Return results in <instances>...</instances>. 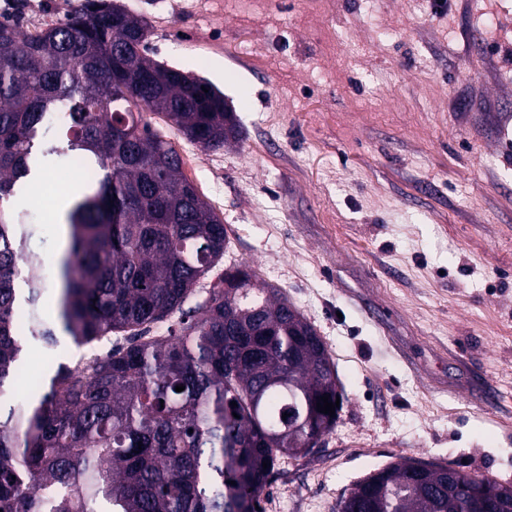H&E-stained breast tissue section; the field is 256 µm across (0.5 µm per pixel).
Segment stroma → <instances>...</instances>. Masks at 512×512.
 Segmentation results:
<instances>
[{"label":"stroma","instance_id":"1","mask_svg":"<svg viewBox=\"0 0 512 512\" xmlns=\"http://www.w3.org/2000/svg\"><path fill=\"white\" fill-rule=\"evenodd\" d=\"M149 55L221 91L238 143L151 116L249 264L316 328L344 390L262 512H336L403 457L512 485V0H122ZM27 29L84 0H0ZM45 256L62 218L26 200ZM487 398L483 409L474 402Z\"/></svg>","mask_w":512,"mask_h":512}]
</instances>
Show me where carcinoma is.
<instances>
[{
    "label": "carcinoma",
    "instance_id": "carcinoma-1",
    "mask_svg": "<svg viewBox=\"0 0 512 512\" xmlns=\"http://www.w3.org/2000/svg\"><path fill=\"white\" fill-rule=\"evenodd\" d=\"M149 36L111 0L33 33L0 22V399L32 347L57 348L61 334L112 344L50 366L0 417V512H261L276 465L300 457L290 449L336 427L316 403L342 389L306 317L246 264L202 285L227 229L146 115L207 151L237 142L239 125L210 84L153 61ZM51 112L67 123L61 140L42 142ZM70 156L99 172H79L64 215L48 322L44 260L25 249L34 228L16 203ZM198 293L205 300L184 308ZM175 314L167 335H149ZM409 462L369 473L336 512H474L476 500L512 512V485Z\"/></svg>",
    "mask_w": 512,
    "mask_h": 512
}]
</instances>
